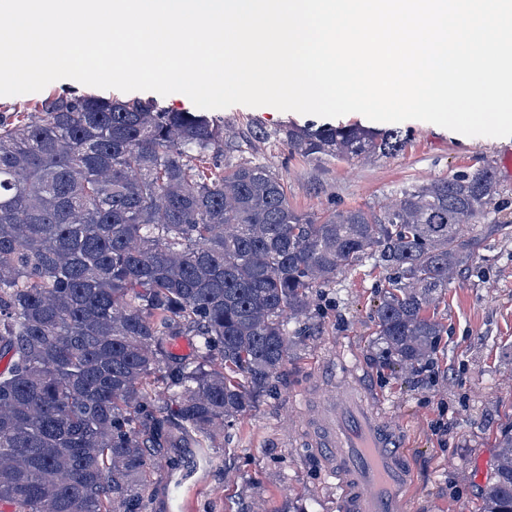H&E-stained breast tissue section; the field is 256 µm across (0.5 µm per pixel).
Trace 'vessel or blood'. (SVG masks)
Wrapping results in <instances>:
<instances>
[{
  "mask_svg": "<svg viewBox=\"0 0 512 512\" xmlns=\"http://www.w3.org/2000/svg\"><path fill=\"white\" fill-rule=\"evenodd\" d=\"M310 428L331 449L326 468L343 487L348 512H406L414 484L400 428L359 389L353 366L342 365L334 389L317 399Z\"/></svg>",
  "mask_w": 512,
  "mask_h": 512,
  "instance_id": "1",
  "label": "vessel or blood"
}]
</instances>
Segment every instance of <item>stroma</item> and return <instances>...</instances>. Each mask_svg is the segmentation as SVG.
<instances>
[{"label":"stroma","instance_id":"stroma-1","mask_svg":"<svg viewBox=\"0 0 512 512\" xmlns=\"http://www.w3.org/2000/svg\"><path fill=\"white\" fill-rule=\"evenodd\" d=\"M210 116L233 137L235 160L269 166L287 186L290 206L304 213L378 209L402 189L487 165L500 192L491 222L467 228L478 238L474 261L429 311L443 326L430 364L405 371L390 356L373 320L390 271L379 256L364 258L315 298L271 391L238 417L223 446L207 449L189 471L159 467L148 512H234L240 500L262 503L266 512H344L322 449L305 438L306 395L341 357L410 442L415 490L408 512H482L496 439L512 423V172L500 167L512 137H468L419 120L393 126L351 113L335 125L397 128L402 150L388 158H306L275 134L321 126L324 118L243 105ZM260 131L269 133L267 142L256 140Z\"/></svg>","mask_w":512,"mask_h":512}]
</instances>
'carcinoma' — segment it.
Returning <instances> with one entry per match:
<instances>
[{"mask_svg":"<svg viewBox=\"0 0 512 512\" xmlns=\"http://www.w3.org/2000/svg\"><path fill=\"white\" fill-rule=\"evenodd\" d=\"M278 137L304 157L404 146L392 129ZM232 151L207 116L139 99L62 93L0 115V502L13 512H147L156 459L174 474L220 444L296 345L284 317L369 254L393 271L379 335L403 369L432 359L443 327L427 310L474 260L463 226L492 213V168L315 217ZM178 336L197 337L196 360L169 355ZM170 391L173 410L159 405ZM483 500L512 512V431Z\"/></svg>","mask_w":512,"mask_h":512,"instance_id":"carcinoma-1","label":"carcinoma"}]
</instances>
